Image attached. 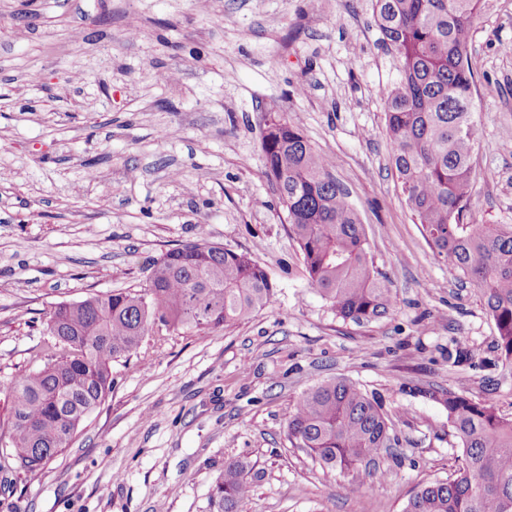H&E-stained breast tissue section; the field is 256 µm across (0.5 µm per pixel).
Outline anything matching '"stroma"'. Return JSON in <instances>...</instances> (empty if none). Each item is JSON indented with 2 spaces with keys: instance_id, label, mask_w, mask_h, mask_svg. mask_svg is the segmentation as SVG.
Returning <instances> with one entry per match:
<instances>
[{
  "instance_id": "35a3bbf8",
  "label": "stroma",
  "mask_w": 512,
  "mask_h": 512,
  "mask_svg": "<svg viewBox=\"0 0 512 512\" xmlns=\"http://www.w3.org/2000/svg\"><path fill=\"white\" fill-rule=\"evenodd\" d=\"M508 45L512 0H484L468 49L476 224H512ZM398 67L370 0H0V383L34 369L57 303L143 287L178 245L250 253L277 289L233 326L149 338L113 364L69 448L0 471V512H209L230 458L253 479L242 512H402L461 454L432 391H490L512 417L494 322L435 254L391 163L379 91ZM273 112L331 156L393 290L387 317L343 321L308 283L264 175ZM454 343L473 366L449 364ZM337 376L379 398L399 438L380 457L387 479L356 493L354 473L287 438L298 396Z\"/></svg>"
}]
</instances>
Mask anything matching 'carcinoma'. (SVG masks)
I'll list each match as a JSON object with an SVG mask.
<instances>
[{
	"label": "carcinoma",
	"instance_id": "1",
	"mask_svg": "<svg viewBox=\"0 0 512 512\" xmlns=\"http://www.w3.org/2000/svg\"><path fill=\"white\" fill-rule=\"evenodd\" d=\"M483 0H372L373 15L399 62V80L380 94L390 157L417 222L437 251L477 287L494 322L502 366L512 369V224L465 222L476 147L475 75L468 43ZM265 176L287 211L310 285L336 316L354 323L386 317L392 288L369 258L370 246L332 161L301 127L276 113L261 133ZM276 286L254 258L208 242L167 250L140 290L92 293L59 303L43 330L51 363L0 388L9 427L0 456L30 472L74 440L112 390V363L145 337L206 332L270 306ZM473 354L448 349L454 367ZM460 448L455 477L422 485L403 512H512V418L490 396L448 391L443 399ZM288 439L320 466L385 479L376 457L398 443L379 400L334 377L305 390L288 417ZM252 491L243 463L228 460L210 495L211 512H241Z\"/></svg>",
	"mask_w": 512,
	"mask_h": 512
}]
</instances>
